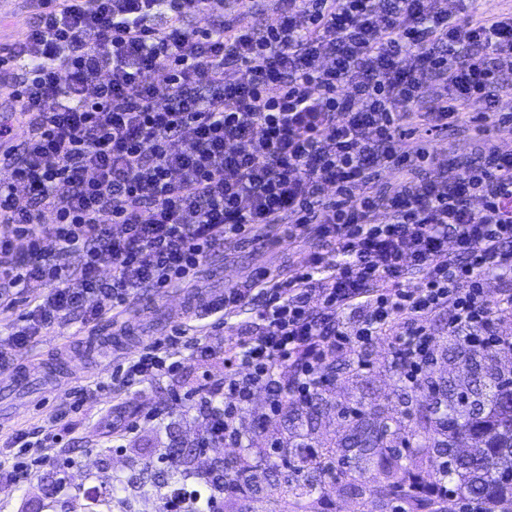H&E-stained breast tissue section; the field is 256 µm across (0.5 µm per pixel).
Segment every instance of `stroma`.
<instances>
[{
    "mask_svg": "<svg viewBox=\"0 0 512 512\" xmlns=\"http://www.w3.org/2000/svg\"><path fill=\"white\" fill-rule=\"evenodd\" d=\"M33 20V0H0V43L24 39ZM413 141L427 140L431 162L421 175L467 167L489 148L512 153V124L496 126L482 121L460 123L432 132L409 124ZM318 241L305 235L279 237L277 230L260 231L254 243L232 241L217 246L207 258L197 281L199 289L218 296L270 270L294 274ZM183 288L163 293L143 292L129 314L134 334L124 357L137 356L148 340L174 334L180 320L175 311ZM206 340L214 355L206 361H183L178 369L128 388L113 380L112 365L95 362L94 345L110 341L112 322L85 323L79 317L61 321L42 331L19 358L28 370L25 386H15L10 370L0 369V441L13 433H61L57 447L29 452L21 462L29 472L22 488L0 490V512H161L169 492L176 487H195L197 477L211 473L218 461L249 453L261 457L271 442L289 448L300 442H330L344 434L336 415L337 404L363 403L381 409H399L412 394L391 370V339L383 337L365 349L350 353V360L364 358L367 366L356 376L337 372L325 402L301 408V425L287 415L270 413L264 391H256L248 411L238 423L242 446L197 447L205 422L190 411L189 397L202 380L224 379V339L247 336L253 330L248 312L222 325L214 317L203 318ZM68 350L72 362L60 386H53L39 372L40 364ZM83 389L88 400L72 430L61 431L52 415L67 389ZM164 411L163 421H148L147 411ZM172 448L191 453L190 476L175 471L163 457ZM66 471L65 485H58L59 471Z\"/></svg>",
    "mask_w": 512,
    "mask_h": 512,
    "instance_id": "35a3bbf8",
    "label": "stroma"
}]
</instances>
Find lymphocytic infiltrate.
<instances>
[{
    "label": "lymphocytic infiltrate",
    "instance_id": "obj_1",
    "mask_svg": "<svg viewBox=\"0 0 512 512\" xmlns=\"http://www.w3.org/2000/svg\"><path fill=\"white\" fill-rule=\"evenodd\" d=\"M287 2L256 32L225 22L211 0H36L25 38L0 45V68L22 71L14 100L28 125L18 147L0 125V169L11 176L0 182V285L49 288L1 362L74 311L121 321L141 289L193 284L218 244L281 225L292 238L314 233L334 255L313 253L294 275L204 304L222 319L249 309L256 332L225 340L222 391L193 396L206 422L200 447L241 443L236 423L257 390L275 414L305 403L330 360L397 321L392 365L413 385L433 360L437 310L463 345L512 348L492 328L494 315L512 316V295L495 310L483 299L485 276L512 281V154L492 150L477 166L393 188L376 181L431 157L403 143L423 75L453 99L421 113L431 129L506 92L512 15L478 20L450 13L448 0ZM158 13L166 27L148 26ZM196 14L206 27H185ZM230 65L247 80L226 81ZM183 351L198 359L211 348L200 336L154 340L128 360L122 385L155 378Z\"/></svg>",
    "mask_w": 512,
    "mask_h": 512
}]
</instances>
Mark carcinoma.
<instances>
[{"label": "carcinoma", "mask_w": 512, "mask_h": 512, "mask_svg": "<svg viewBox=\"0 0 512 512\" xmlns=\"http://www.w3.org/2000/svg\"><path fill=\"white\" fill-rule=\"evenodd\" d=\"M471 380L456 389L426 375L417 389L425 404L385 417L360 408H340L348 433L336 447L374 461L383 478L361 481L350 457L316 448L298 455L283 449L271 488L283 503L299 505L325 485L342 479L357 499V512H446L452 493L466 504L484 503L491 512H512V377L495 365L498 350L462 348ZM256 467L246 454L224 464L227 481L247 479ZM426 473L430 483L422 481Z\"/></svg>", "instance_id": "obj_1"}]
</instances>
